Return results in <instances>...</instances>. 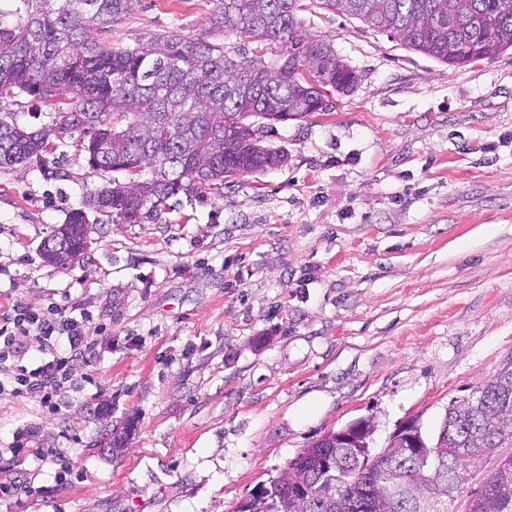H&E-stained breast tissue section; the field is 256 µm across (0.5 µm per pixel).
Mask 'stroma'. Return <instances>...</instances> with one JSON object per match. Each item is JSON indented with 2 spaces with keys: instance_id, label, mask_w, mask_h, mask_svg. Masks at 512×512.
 Wrapping results in <instances>:
<instances>
[{
  "instance_id": "1",
  "label": "stroma",
  "mask_w": 512,
  "mask_h": 512,
  "mask_svg": "<svg viewBox=\"0 0 512 512\" xmlns=\"http://www.w3.org/2000/svg\"><path fill=\"white\" fill-rule=\"evenodd\" d=\"M216 14V0H137L97 38L248 47ZM302 19L358 81L335 111L274 124L277 169L138 224L89 214L90 250L59 266L43 240L112 173L90 169L76 133L0 168V312L20 298L48 319L88 314L96 349L57 408L0 396V473L27 486L0 512H236L359 420L378 448L411 419L435 436L512 357V49L458 67L354 18ZM112 430L128 433L114 452ZM509 455L483 461L448 512Z\"/></svg>"
}]
</instances>
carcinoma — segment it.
I'll return each mask as SVG.
<instances>
[{"mask_svg":"<svg viewBox=\"0 0 512 512\" xmlns=\"http://www.w3.org/2000/svg\"><path fill=\"white\" fill-rule=\"evenodd\" d=\"M136 0H0V99L27 95L61 114L32 128L0 117V167L49 153L53 140L84 134L94 170L123 173L89 195L59 232L67 249L45 260L68 265L91 210L126 224L152 219L181 193L204 195L240 173H265L285 155L262 145L276 123L330 112L323 89L348 94L356 72L330 41L302 30L306 4L363 21L394 41L450 65L492 60L512 49V0H218L224 33L261 48L287 45L283 58L225 51L202 38L161 35L145 47L107 48L95 38ZM151 178L138 180L144 168ZM478 407L454 405L434 439L415 426L413 460L399 448H346L339 440L315 457L291 458L284 472L307 485L299 501L269 485L236 512H445L470 470L512 443V358L478 386ZM391 463L405 490L392 497L381 466ZM469 512H512V456L498 466Z\"/></svg>","mask_w":512,"mask_h":512,"instance_id":"obj_1","label":"carcinoma"}]
</instances>
